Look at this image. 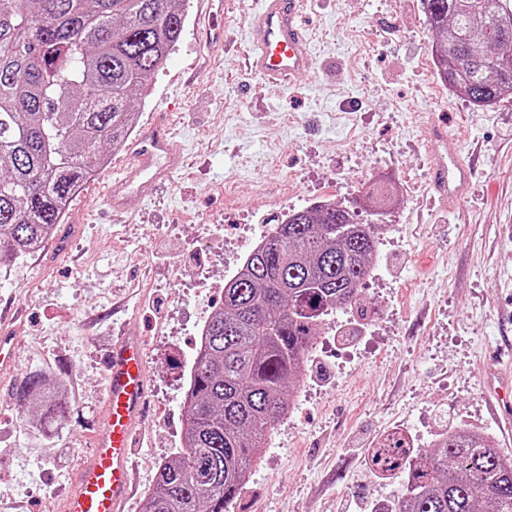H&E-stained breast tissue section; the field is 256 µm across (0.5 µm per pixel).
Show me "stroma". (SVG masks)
Instances as JSON below:
<instances>
[{
  "label": "stroma",
  "instance_id": "35a3bbf8",
  "mask_svg": "<svg viewBox=\"0 0 512 512\" xmlns=\"http://www.w3.org/2000/svg\"><path fill=\"white\" fill-rule=\"evenodd\" d=\"M224 0L228 40L207 46L186 0L179 42L137 104L169 113L185 163L133 216L104 191L124 151L84 184L38 252L0 265V331L14 365L0 369V500L50 512L99 414L105 357L117 336L142 337L148 420L135 491L140 512L160 462L181 447L183 398L197 326L224 297V273L249 237L288 211L328 201L364 224H388L360 299L337 308L314 341L302 395L275 424L229 512H370L406 473L363 479L369 449L393 427L419 449L465 428L512 454V429L489 405L501 356H512V99L473 106L431 66L422 0H312L303 23L313 67L281 88L247 71V14ZM474 155L452 209L428 187L427 113ZM392 196L372 208L364 178ZM39 373L66 381L67 424H24L17 392Z\"/></svg>",
  "mask_w": 512,
  "mask_h": 512
}]
</instances>
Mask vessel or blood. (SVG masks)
<instances>
[{
    "instance_id": "vessel-or-blood-1",
    "label": "vessel or blood",
    "mask_w": 512,
    "mask_h": 512,
    "mask_svg": "<svg viewBox=\"0 0 512 512\" xmlns=\"http://www.w3.org/2000/svg\"><path fill=\"white\" fill-rule=\"evenodd\" d=\"M210 43L224 44L226 30L216 8L222 0H197ZM308 0H262L249 16L247 69L286 87L312 67L311 37L301 17ZM432 187L447 203H456L470 182V167L455 138L443 127L428 128ZM131 162L117 171V192L108 196L117 213L135 211L151 187L165 184L183 161V147L166 119H154L127 148ZM104 401L92 421L91 446L81 454L75 477L58 501L59 512H120L131 494L134 433L145 418L147 366L141 340L123 336L106 357Z\"/></svg>"
}]
</instances>
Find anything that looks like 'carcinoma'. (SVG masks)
I'll list each match as a JSON object with an SVG mask.
<instances>
[{"mask_svg":"<svg viewBox=\"0 0 512 512\" xmlns=\"http://www.w3.org/2000/svg\"><path fill=\"white\" fill-rule=\"evenodd\" d=\"M185 0H0V260L55 233L62 209L124 146L135 103L178 43ZM440 79L476 107L512 95V0H422ZM375 225L335 204L294 211L224 285L197 341L183 444L143 512H229L271 426L288 414L314 336L359 299ZM63 384L31 375L39 425H64ZM512 512V457L473 431L421 452L390 512Z\"/></svg>","mask_w":512,"mask_h":512,"instance_id":"cac0c4a2","label":"carcinoma"}]
</instances>
